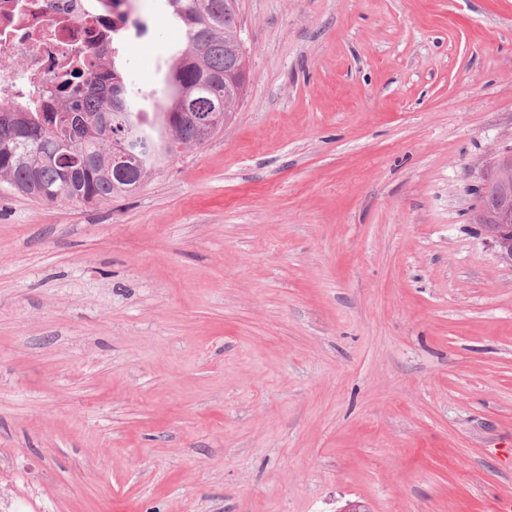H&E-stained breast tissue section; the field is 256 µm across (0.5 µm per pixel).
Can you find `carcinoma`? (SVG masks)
<instances>
[{
    "label": "carcinoma",
    "mask_w": 512,
    "mask_h": 512,
    "mask_svg": "<svg viewBox=\"0 0 512 512\" xmlns=\"http://www.w3.org/2000/svg\"><path fill=\"white\" fill-rule=\"evenodd\" d=\"M165 8L185 42L168 60L161 87H137L126 53H112L38 103L0 102V183L36 200L97 204L135 193L178 146L199 144V114L217 119L224 94L245 91L239 81L224 82L247 67L245 51L236 58L225 44L238 25L234 0H165ZM126 150L143 162L112 163Z\"/></svg>",
    "instance_id": "obj_1"
}]
</instances>
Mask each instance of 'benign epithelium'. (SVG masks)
Segmentation results:
<instances>
[{
    "label": "benign epithelium",
    "mask_w": 512,
    "mask_h": 512,
    "mask_svg": "<svg viewBox=\"0 0 512 512\" xmlns=\"http://www.w3.org/2000/svg\"><path fill=\"white\" fill-rule=\"evenodd\" d=\"M479 193L473 220L491 239L499 258L512 265V148L495 156Z\"/></svg>",
    "instance_id": "benign-epithelium-1"
}]
</instances>
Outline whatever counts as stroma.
<instances>
[{
	"instance_id": "35a3bbf8",
	"label": "stroma",
	"mask_w": 512,
	"mask_h": 512,
	"mask_svg": "<svg viewBox=\"0 0 512 512\" xmlns=\"http://www.w3.org/2000/svg\"><path fill=\"white\" fill-rule=\"evenodd\" d=\"M235 9L208 143L105 204L0 184V512H512V265L471 220L512 0Z\"/></svg>"
}]
</instances>
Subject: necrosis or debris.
<instances>
[{"label": "necrosis or debris", "instance_id": "obj_1", "mask_svg": "<svg viewBox=\"0 0 512 512\" xmlns=\"http://www.w3.org/2000/svg\"><path fill=\"white\" fill-rule=\"evenodd\" d=\"M137 0H0V99L69 81L77 62L148 30Z\"/></svg>", "mask_w": 512, "mask_h": 512}]
</instances>
